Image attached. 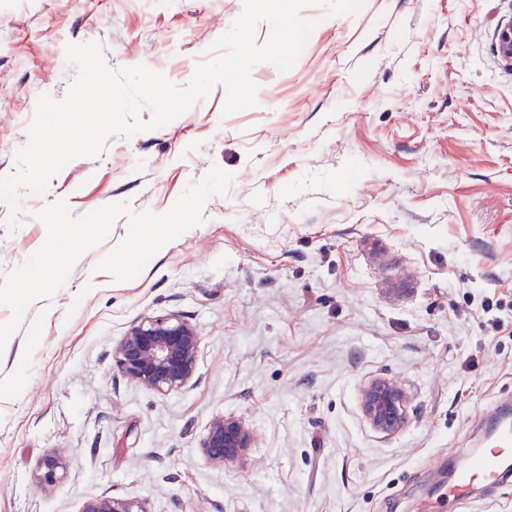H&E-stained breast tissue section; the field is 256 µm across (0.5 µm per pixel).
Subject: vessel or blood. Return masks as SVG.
Wrapping results in <instances>:
<instances>
[{
    "label": "vessel or blood",
    "instance_id": "vessel-or-blood-1",
    "mask_svg": "<svg viewBox=\"0 0 512 512\" xmlns=\"http://www.w3.org/2000/svg\"><path fill=\"white\" fill-rule=\"evenodd\" d=\"M489 425L487 448L457 452V470L448 482L449 505L466 502L478 487L493 492L512 485V411L502 410Z\"/></svg>",
    "mask_w": 512,
    "mask_h": 512
}]
</instances>
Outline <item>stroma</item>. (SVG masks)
<instances>
[{
	"instance_id": "obj_1",
	"label": "stroma",
	"mask_w": 512,
	"mask_h": 512,
	"mask_svg": "<svg viewBox=\"0 0 512 512\" xmlns=\"http://www.w3.org/2000/svg\"><path fill=\"white\" fill-rule=\"evenodd\" d=\"M243 0H0V177L16 168L41 95L63 98L70 44L101 45L182 86L216 58ZM297 64L252 73L255 107L227 92L164 127L109 137L24 196L0 283L47 236L36 214L128 203L162 213L212 167L234 176L203 224L116 281L96 264L118 219L0 353V512H79L91 495L153 512H449L435 482L512 397V65L495 51L512 0L308 5ZM492 310H484L485 301ZM175 312L200 336L198 380L160 396L126 381L112 349L145 316ZM387 377L411 398L375 432L360 389ZM256 446L232 466L199 450L218 414ZM60 453L63 478L40 463Z\"/></svg>"
}]
</instances>
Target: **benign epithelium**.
<instances>
[{
    "label": "benign epithelium",
    "mask_w": 512,
    "mask_h": 512,
    "mask_svg": "<svg viewBox=\"0 0 512 512\" xmlns=\"http://www.w3.org/2000/svg\"><path fill=\"white\" fill-rule=\"evenodd\" d=\"M496 51L512 63V18L500 22ZM200 336L193 324L176 313L145 316L127 330L115 347L112 359L117 371L130 383L160 396L190 387L198 369ZM409 397L392 379L375 377L361 390L360 408L365 421L376 432L390 436L407 418ZM255 445L249 424L232 414L214 416L200 442V452L214 466H226L244 459ZM61 456L46 457L41 463L42 481H58ZM79 512H152L146 499L93 496Z\"/></svg>",
    "instance_id": "7a95c632"
}]
</instances>
